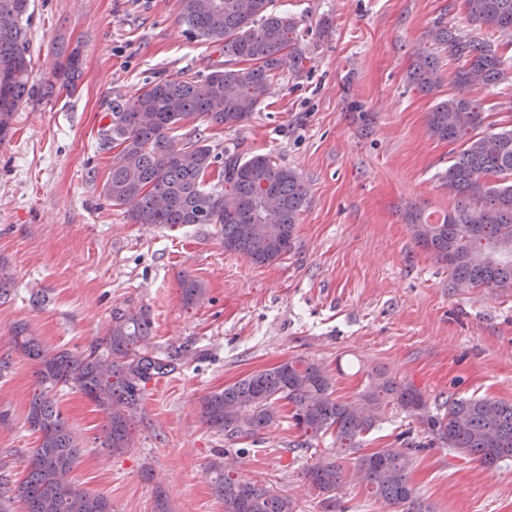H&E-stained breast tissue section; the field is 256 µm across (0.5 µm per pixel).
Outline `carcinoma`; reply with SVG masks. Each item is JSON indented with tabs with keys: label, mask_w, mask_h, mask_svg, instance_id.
<instances>
[{
	"label": "carcinoma",
	"mask_w": 512,
	"mask_h": 512,
	"mask_svg": "<svg viewBox=\"0 0 512 512\" xmlns=\"http://www.w3.org/2000/svg\"><path fill=\"white\" fill-rule=\"evenodd\" d=\"M274 0H179L177 20L198 39L224 46V61L203 76L158 81L134 98L112 99L102 148H119L112 160L104 195L126 210L136 224L169 227L216 224L224 251L255 265L278 260L292 249L296 224L306 199L298 175L263 154L236 149L215 153L201 136L185 140L174 134L193 118L241 126L264 100L284 64L298 71L303 63L294 19L273 8ZM468 21L477 28L510 37L502 43L460 34L436 22L414 54L408 80L429 94L442 83L441 54L456 64L458 93L436 101L427 116L430 136L460 149L439 180L458 199L454 209L430 221L419 210L406 215L419 246L448 265L456 288H512V127L485 130L489 114L481 100L467 95L475 86L497 87L512 81V0H467ZM30 0H0V141L11 130L34 90L29 86L31 58L21 20ZM81 70L80 52L57 56L44 79L47 93L71 91ZM213 166L219 186H205ZM204 294L186 280L182 301L191 305ZM150 321L143 310L112 311L105 350L87 353L49 350L26 328L13 329V340L37 365L39 390L30 399L27 422L38 434V446L19 486L25 512H112V502L79 488L72 472L80 445L55 407L63 387L78 389L107 418L103 441L114 453L131 447L130 430L144 398L146 384L178 369L177 352L150 346ZM290 407L294 426L309 448L326 433L338 449L356 441L378 422L382 403H393L421 417L448 448L485 465L512 457V403L486 398H450L441 417L424 413L421 391L377 371L361 397H332L327 375L302 359L253 372L201 401V415L212 429L228 436L260 434L278 418L279 401ZM409 449L381 448L359 460L371 494L397 506L414 503L407 480ZM224 512H293L283 496L242 480L216 459L207 469ZM306 476L323 494L336 492L342 471L333 459L310 467Z\"/></svg>",
	"instance_id": "cac0c4a2"
}]
</instances>
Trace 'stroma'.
<instances>
[{
    "label": "stroma",
    "instance_id": "stroma-1",
    "mask_svg": "<svg viewBox=\"0 0 512 512\" xmlns=\"http://www.w3.org/2000/svg\"><path fill=\"white\" fill-rule=\"evenodd\" d=\"M298 25L305 60L282 68L241 127L186 123L217 152L268 155L301 177L307 199L292 249L263 266L225 252L218 228L136 224L103 196L112 151L100 133L115 96L149 84L207 74L220 44L190 37L153 0H31L26 23L30 83L41 87L58 51L80 49L72 95L42 96L16 112L0 142V500L24 512L17 489L38 436L27 423L36 366L14 348L27 327L43 346L82 351L102 341L113 309L144 308L150 344L178 351L180 368L145 388L132 427L134 446L103 448L107 420L74 388L56 405L81 446L76 484L103 495L113 512H224L206 468L217 455L237 476L288 497L294 512H406L371 497L357 474L360 454L410 448L407 477L430 512H512V458L486 466L461 457L422 420L394 405L359 442L333 455L334 436L298 447L287 416L253 437L231 438L202 420L204 396L280 362L302 358L326 373L333 395L356 400L381 370L413 384L426 413L448 399L512 403V288L460 290L448 268L413 238L406 214L430 217L456 200L442 187L453 145L431 137L437 97L455 94L454 62L425 95L408 81L424 32L444 20L478 33L466 0H275ZM203 297L182 301L184 279ZM336 456L344 481L332 499L306 471Z\"/></svg>",
    "mask_w": 512,
    "mask_h": 512
}]
</instances>
